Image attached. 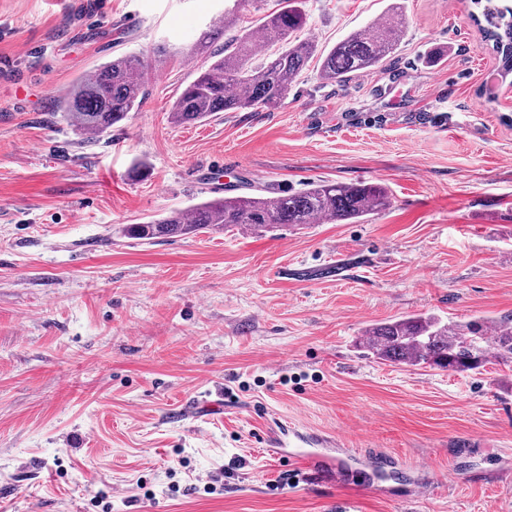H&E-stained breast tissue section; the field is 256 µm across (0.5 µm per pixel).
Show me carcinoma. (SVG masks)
Here are the masks:
<instances>
[{
	"label": "carcinoma",
	"instance_id": "obj_1",
	"mask_svg": "<svg viewBox=\"0 0 512 512\" xmlns=\"http://www.w3.org/2000/svg\"><path fill=\"white\" fill-rule=\"evenodd\" d=\"M241 0L224 9L222 20L211 21L181 50L187 58H202L196 78L174 101L173 124H191L216 112L248 108H278L309 61L320 56V77L334 81L379 66L403 36L393 13L388 24L374 23L354 32L331 49L317 54V45L300 37L308 23L301 0H281L278 11L229 39L237 24ZM484 41L500 63L502 77L512 75V7L487 8L471 15ZM146 94L143 59L124 54L78 79L53 103L54 111L80 134L96 139L139 107ZM390 206L385 187L360 181L320 180L296 192L246 194L204 202L189 212L173 210L127 233L142 241L179 238L204 229L233 227L250 234L283 226L351 224ZM360 346L373 358L393 365L420 366L461 374L488 363L512 367V315L496 320L448 323L435 315L396 318L369 325Z\"/></svg>",
	"mask_w": 512,
	"mask_h": 512
}]
</instances>
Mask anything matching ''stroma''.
<instances>
[{
	"label": "stroma",
	"mask_w": 512,
	"mask_h": 512,
	"mask_svg": "<svg viewBox=\"0 0 512 512\" xmlns=\"http://www.w3.org/2000/svg\"><path fill=\"white\" fill-rule=\"evenodd\" d=\"M224 0H0V512H512V369L394 366L368 325L512 313V100L470 0H305L327 49L399 11L378 68L310 61L272 111L173 125L179 56ZM136 53L152 73L104 138L52 112ZM317 180L383 184L361 224L125 229ZM284 442L334 437L350 481ZM425 496L406 500L411 485ZM273 447L272 450L281 455L282 458L288 459V461L302 460L304 465L312 471L315 479H323L324 481L336 482V484L342 483L343 475L339 463H336L332 458L325 457L316 448H297L289 451L288 454H284L279 448L281 438L278 434L273 433Z\"/></svg>",
	"instance_id": "stroma-1"
}]
</instances>
